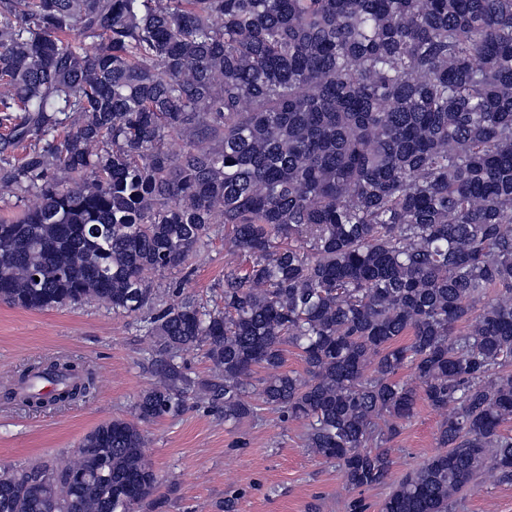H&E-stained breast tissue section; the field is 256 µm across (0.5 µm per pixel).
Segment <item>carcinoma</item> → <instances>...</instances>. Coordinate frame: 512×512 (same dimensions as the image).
I'll return each mask as SVG.
<instances>
[{
  "instance_id": "carcinoma-1",
  "label": "carcinoma",
  "mask_w": 512,
  "mask_h": 512,
  "mask_svg": "<svg viewBox=\"0 0 512 512\" xmlns=\"http://www.w3.org/2000/svg\"><path fill=\"white\" fill-rule=\"evenodd\" d=\"M0 126V195L25 198L0 221V300L96 302L158 337L137 421L0 466V512H141L138 422L196 389L255 417L258 368L263 404L352 490L386 483L417 401L447 412L446 451L379 512H456L489 466L512 482V0H0ZM218 224L249 257L224 309L184 280L156 306L146 274ZM18 384L41 409L93 378L62 356Z\"/></svg>"
}]
</instances>
